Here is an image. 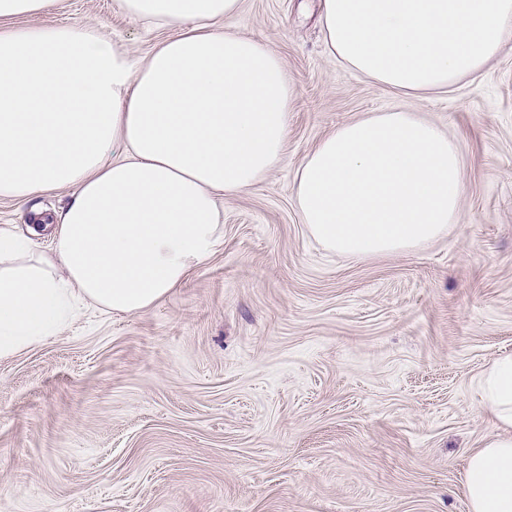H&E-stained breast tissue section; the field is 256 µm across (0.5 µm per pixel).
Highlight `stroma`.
<instances>
[{
  "mask_svg": "<svg viewBox=\"0 0 512 512\" xmlns=\"http://www.w3.org/2000/svg\"><path fill=\"white\" fill-rule=\"evenodd\" d=\"M320 0H241L230 25L293 87L285 163L225 199L224 243L137 315L84 310L0 361V512H469L492 433L475 379L512 354V37L448 90L405 94L324 47ZM133 61L170 30L55 0ZM394 108L456 141L461 212L411 252L348 258L307 232L296 168Z\"/></svg>",
  "mask_w": 512,
  "mask_h": 512,
  "instance_id": "stroma-1",
  "label": "stroma"
}]
</instances>
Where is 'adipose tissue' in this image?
<instances>
[{
    "label": "adipose tissue",
    "mask_w": 512,
    "mask_h": 512,
    "mask_svg": "<svg viewBox=\"0 0 512 512\" xmlns=\"http://www.w3.org/2000/svg\"><path fill=\"white\" fill-rule=\"evenodd\" d=\"M53 0H0V199L29 204L26 233L0 229V359L59 335L94 306L135 315L224 241V198L284 160L292 87L279 56L228 20L240 0H117L177 29L148 57L94 27L47 26ZM27 18L13 26L15 18ZM330 54L400 92L477 74L512 28V0H323ZM458 144L402 110L336 128L295 171L303 224L326 250H415L457 223ZM72 189L48 216L35 198ZM51 232L50 251L34 240ZM495 429L465 472L470 512H512V355L476 380Z\"/></svg>",
    "instance_id": "1"
}]
</instances>
